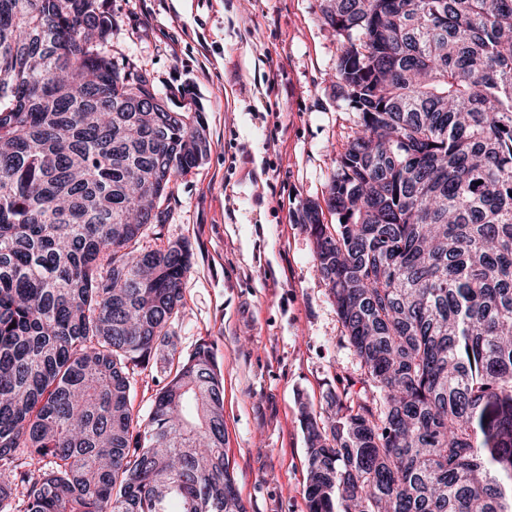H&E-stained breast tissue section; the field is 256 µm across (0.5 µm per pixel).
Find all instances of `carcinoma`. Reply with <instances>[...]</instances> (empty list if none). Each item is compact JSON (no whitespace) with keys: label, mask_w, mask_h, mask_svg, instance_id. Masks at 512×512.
<instances>
[{"label":"carcinoma","mask_w":512,"mask_h":512,"mask_svg":"<svg viewBox=\"0 0 512 512\" xmlns=\"http://www.w3.org/2000/svg\"><path fill=\"white\" fill-rule=\"evenodd\" d=\"M321 14L357 130L301 223L379 397L304 416L309 512H512V0ZM111 35L105 0H0V512H246L214 348L171 330L190 250L141 245L206 123ZM168 368L160 355L151 360L146 368H137L132 381L131 402L133 412L145 418L150 410L157 390L163 385Z\"/></svg>","instance_id":"1"}]
</instances>
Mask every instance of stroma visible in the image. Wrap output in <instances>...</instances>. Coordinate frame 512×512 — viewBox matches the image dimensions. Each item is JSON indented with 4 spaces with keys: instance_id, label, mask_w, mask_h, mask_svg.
Segmentation results:
<instances>
[{
    "instance_id": "stroma-1",
    "label": "stroma",
    "mask_w": 512,
    "mask_h": 512,
    "mask_svg": "<svg viewBox=\"0 0 512 512\" xmlns=\"http://www.w3.org/2000/svg\"><path fill=\"white\" fill-rule=\"evenodd\" d=\"M322 0H107L106 50L164 93L190 86L209 141L180 176L149 245L186 243L172 329L178 350L213 343L224 381V453L247 512H308L303 413L366 389L299 215L323 203L357 117L336 85L345 40ZM164 360L136 369L146 417Z\"/></svg>"
}]
</instances>
